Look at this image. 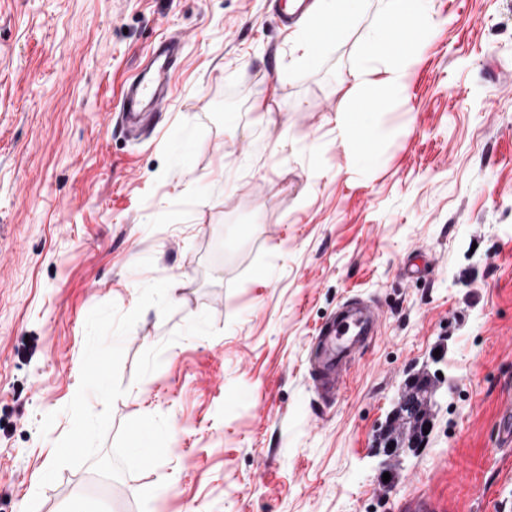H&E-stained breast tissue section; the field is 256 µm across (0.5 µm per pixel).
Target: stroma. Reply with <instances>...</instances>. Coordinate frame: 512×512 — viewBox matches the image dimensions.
Returning a JSON list of instances; mask_svg holds the SVG:
<instances>
[{
  "mask_svg": "<svg viewBox=\"0 0 512 512\" xmlns=\"http://www.w3.org/2000/svg\"><path fill=\"white\" fill-rule=\"evenodd\" d=\"M431 13L363 176L337 127L372 14L291 79L295 35L265 0H0V512H397L420 495L512 512L497 437L512 402V0ZM176 31V91L158 131L130 137L111 110ZM424 255L429 279L403 277ZM160 279L176 309H146L125 338L102 450L161 414L165 460L40 486L89 312L130 311ZM353 296L380 307L381 337L330 402L309 347ZM422 372L443 378L432 429L388 458L376 435Z\"/></svg>",
  "mask_w": 512,
  "mask_h": 512,
  "instance_id": "stroma-1",
  "label": "stroma"
}]
</instances>
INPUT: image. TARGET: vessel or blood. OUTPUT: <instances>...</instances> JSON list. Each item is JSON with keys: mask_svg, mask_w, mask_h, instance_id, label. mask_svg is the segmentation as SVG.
Wrapping results in <instances>:
<instances>
[{"mask_svg": "<svg viewBox=\"0 0 512 512\" xmlns=\"http://www.w3.org/2000/svg\"><path fill=\"white\" fill-rule=\"evenodd\" d=\"M180 44L179 37L169 36L150 47L146 65L120 98L118 122L122 128L151 125L153 116L164 111L174 72L181 63ZM381 323V314L371 301L355 298L344 302L320 327L309 363L314 387L322 396L331 397L342 391L360 343L374 338Z\"/></svg>", "mask_w": 512, "mask_h": 512, "instance_id": "b4317fda", "label": "vessel or blood"}]
</instances>
